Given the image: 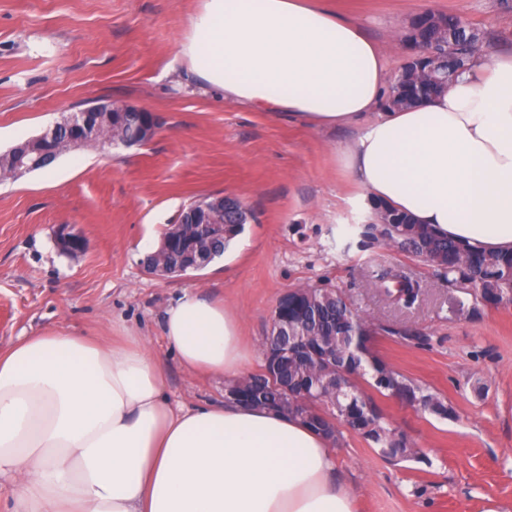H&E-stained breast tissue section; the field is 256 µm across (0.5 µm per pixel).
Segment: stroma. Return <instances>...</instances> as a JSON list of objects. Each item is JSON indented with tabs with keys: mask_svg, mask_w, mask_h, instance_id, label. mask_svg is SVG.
Listing matches in <instances>:
<instances>
[{
	"mask_svg": "<svg viewBox=\"0 0 512 512\" xmlns=\"http://www.w3.org/2000/svg\"><path fill=\"white\" fill-rule=\"evenodd\" d=\"M204 0H0V153L63 114L128 103L160 120L142 145L61 155L50 169L0 180V347L66 329L108 336L121 323L167 366V392L188 406L223 399L224 380L191 373L166 349L168 305L197 287L223 300L254 349L277 299L305 284L339 290L373 323L409 327L425 343L374 338L377 354L444 397V420L392 396L375 401L421 460L395 462L342 428L336 472L356 512H512V302L471 311L467 289L419 258L364 242L370 209L336 154L354 128H319L254 112L203 85L181 45ZM360 22L395 77L411 18L432 9L482 29L486 52L512 50V0H330ZM253 214L233 253L174 280L148 274L139 245L159 241L181 209L215 194ZM85 240L61 252L59 225ZM396 268L419 282L411 308L369 280Z\"/></svg>",
	"mask_w": 512,
	"mask_h": 512,
	"instance_id": "1",
	"label": "stroma"
}]
</instances>
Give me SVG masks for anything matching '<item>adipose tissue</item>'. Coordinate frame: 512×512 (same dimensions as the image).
Returning <instances> with one entry per match:
<instances>
[{"mask_svg": "<svg viewBox=\"0 0 512 512\" xmlns=\"http://www.w3.org/2000/svg\"><path fill=\"white\" fill-rule=\"evenodd\" d=\"M181 52L225 100L321 128L357 125L338 157L373 203L512 251V54L384 112V52L324 0H205ZM161 332L191 372L232 378L250 361L237 317L192 290L166 309ZM165 377L126 328L39 332L0 350L11 512H354L331 439L259 406L173 405Z\"/></svg>", "mask_w": 512, "mask_h": 512, "instance_id": "1", "label": "adipose tissue"}]
</instances>
